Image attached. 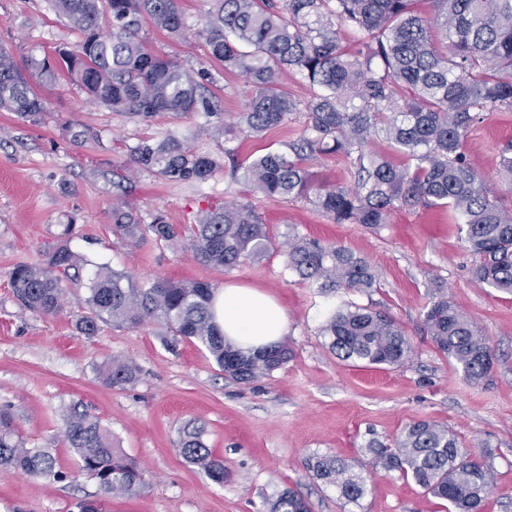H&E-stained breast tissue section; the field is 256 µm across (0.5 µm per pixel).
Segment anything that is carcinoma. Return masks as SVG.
Segmentation results:
<instances>
[{"mask_svg":"<svg viewBox=\"0 0 512 512\" xmlns=\"http://www.w3.org/2000/svg\"><path fill=\"white\" fill-rule=\"evenodd\" d=\"M81 40L58 46L27 69L41 82L66 78L95 103L143 122L159 114L175 118L203 112L220 118L218 102L204 80L208 73L154 54L141 35V21L174 38L186 35L179 0H50ZM425 17L417 0H216L195 36L208 57L224 71L242 75L253 88L240 115L255 138L304 114L302 134L282 152L254 157L244 179L256 192L283 202L303 200L335 224H361L379 230L393 212L440 208L464 235L474 257L476 283L512 292V203L480 180L467 158L469 129L484 113L512 110V0H430ZM364 30L370 40L350 49L341 44V27ZM288 72L311 89L305 102L282 88ZM0 108L22 118L44 111L43 99L0 47ZM385 135L403 157L398 165L365 150L373 136ZM343 158L347 185L316 180L311 163L321 156ZM137 166L171 184L204 182L221 168L219 159L198 152L192 137H146L133 150ZM500 173L512 180V141L498 151ZM76 225H64L35 263L9 273L16 299L45 316L60 313L65 282L95 267L87 284L85 311L76 331L92 337L99 324L135 329L155 322L165 329L164 347L175 352L184 340L198 343L224 375L250 384L282 369L291 358L284 344L245 353L224 342L214 322L215 287L209 282L158 279L138 287L128 277L74 252ZM112 234L130 244L150 235L180 243L207 266L229 269L278 247L252 202L245 198L201 209L195 223H168L164 216L144 222L136 211L112 208ZM288 271L328 292L369 293L377 275L348 248L317 239L288 240ZM424 329L436 347L471 383L489 380L492 349L486 336L448 295L440 292L422 313ZM329 348L345 361L400 365L412 353L401 325L390 315L348 301L332 311L321 329ZM105 383L119 390L135 384L140 369L112 360L99 368ZM65 437L77 456V469L94 479L103 497L134 496L146 485L143 468L112 441V433L80 403L63 414ZM204 426L188 421L178 428L176 451L190 465L221 485L228 476L215 458ZM462 450L448 427L420 420L385 443L371 440L372 463L397 471L424 491L448 503V512H484L493 486L494 452ZM310 468L340 497L357 503L366 494L365 478L345 461L329 455L311 459ZM0 470L61 480L57 459L47 448H29L19 436L16 415L0 406ZM268 512H309L305 497L285 488L268 502Z\"/></svg>","mask_w":512,"mask_h":512,"instance_id":"1","label":"carcinoma"}]
</instances>
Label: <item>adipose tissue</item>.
Returning <instances> with one entry per match:
<instances>
[{"instance_id":"ef3b65f1","label":"adipose tissue","mask_w":512,"mask_h":512,"mask_svg":"<svg viewBox=\"0 0 512 512\" xmlns=\"http://www.w3.org/2000/svg\"><path fill=\"white\" fill-rule=\"evenodd\" d=\"M213 313L225 341L244 351L277 344L288 330L283 307L252 287L225 286L214 296Z\"/></svg>"}]
</instances>
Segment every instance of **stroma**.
Returning a JSON list of instances; mask_svg holds the SVG:
<instances>
[{
    "label": "stroma",
    "mask_w": 512,
    "mask_h": 512,
    "mask_svg": "<svg viewBox=\"0 0 512 512\" xmlns=\"http://www.w3.org/2000/svg\"><path fill=\"white\" fill-rule=\"evenodd\" d=\"M181 6L189 26L185 38L149 28L148 47L211 73L210 90L223 120L237 129L232 138L213 133L200 112L177 119L160 115L147 124L131 119L91 104L66 79L36 83L46 102L36 120L0 110V405L12 408L27 446L52 449L68 475L49 481L0 471V512H77L78 501L96 498L95 480L69 478L76 455L64 439L61 413L73 402L97 416L115 444L146 471L140 493L108 498L102 512H266V500L287 487L305 495L311 512H446V501L399 473L374 467L366 449L369 439L391 440L419 420L448 426L465 449L492 442L495 479L485 512H512V294L472 279L473 258L447 212L399 210L373 231L332 223L303 201L284 203L251 191L233 164L199 184L134 173L132 148L170 130L193 136L200 152L217 158L233 150L243 165L301 133L299 117L260 139L238 130L252 88L210 59L195 35L213 0H182ZM78 41L48 0H0V47L18 65ZM85 126L97 131V139L79 137ZM510 141L509 110L487 113L466 140L472 165L505 198L512 196V185L498 171L497 148ZM241 198L252 200L276 241L296 235L336 242L364 258L378 276L377 288L368 295L342 289L325 295L288 273L279 252L220 271L199 264L182 246L150 238L131 246L112 234L116 203L145 218L160 213L169 223L189 224L198 209ZM67 223L76 226L73 250L124 272L136 285L170 278L244 284L271 294L288 314L282 342L292 350L291 360L244 385L226 379L195 343L166 350L163 329L154 323L137 329L105 324L97 336H82L74 328L87 295L81 281L70 284L58 315L25 308L12 293L9 273L18 263L39 260ZM438 290L487 336L495 357L490 382L465 380L424 331L422 310ZM348 300L393 316L411 339L409 360L365 365L336 356L320 328ZM110 359L136 363L139 381L123 390L106 385L97 368ZM190 420L204 425L209 448L223 459L229 471L224 484L176 452V431ZM317 454L338 457L365 477L367 493L359 503L346 502L314 476L308 460Z\"/></svg>",
    "instance_id": "obj_1"
}]
</instances>
